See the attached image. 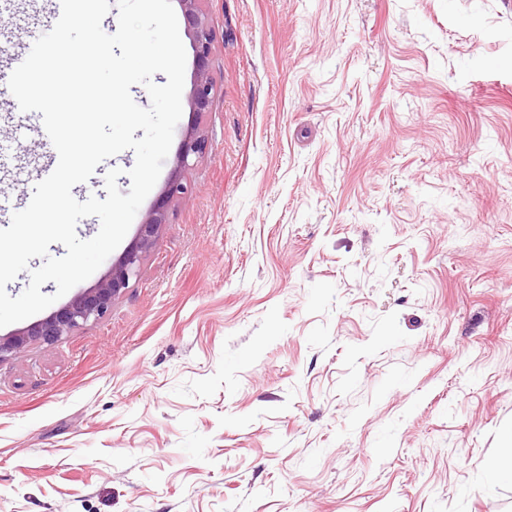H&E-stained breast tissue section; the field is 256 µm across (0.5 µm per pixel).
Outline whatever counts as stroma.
<instances>
[{
    "instance_id": "35a3bbf8",
    "label": "stroma",
    "mask_w": 512,
    "mask_h": 512,
    "mask_svg": "<svg viewBox=\"0 0 512 512\" xmlns=\"http://www.w3.org/2000/svg\"><path fill=\"white\" fill-rule=\"evenodd\" d=\"M41 0L27 46L54 25ZM208 136L101 319L0 361V512H512V0H204ZM55 148L0 117V195Z\"/></svg>"
}]
</instances>
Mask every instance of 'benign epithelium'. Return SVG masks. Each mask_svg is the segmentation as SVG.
<instances>
[{"label": "benign epithelium", "instance_id": "7a95c632", "mask_svg": "<svg viewBox=\"0 0 512 512\" xmlns=\"http://www.w3.org/2000/svg\"><path fill=\"white\" fill-rule=\"evenodd\" d=\"M179 2L183 6L192 37L196 63L190 105L194 112L202 114L209 111L215 93L211 74L213 31L207 15L200 8L202 0ZM207 143L206 134L199 129L192 130L186 136L174 174L165 188V200L155 204L145 216L140 224L137 241L127 249L119 263L109 270L96 288L76 297L53 317L17 335L0 337V360L8 356H18L35 344L53 343L88 321L102 318L108 312L112 302L129 287L130 280L139 276L145 254L156 246L161 230L168 221V202L184 199L189 194V187L183 182L182 173L203 157Z\"/></svg>", "mask_w": 512, "mask_h": 512}]
</instances>
